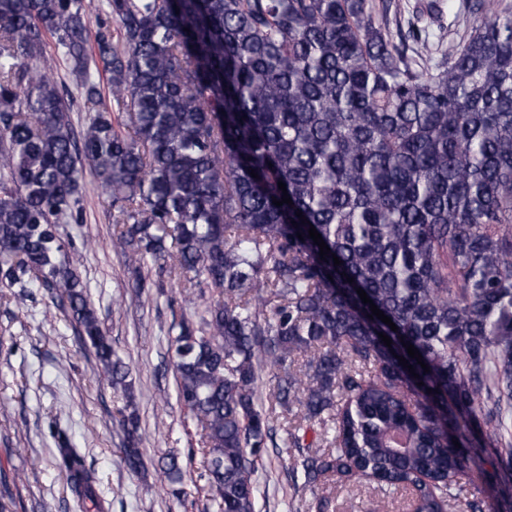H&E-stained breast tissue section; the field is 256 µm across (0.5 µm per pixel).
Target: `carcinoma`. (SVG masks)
I'll list each match as a JSON object with an SVG mask.
<instances>
[{
    "label": "carcinoma",
    "mask_w": 512,
    "mask_h": 512,
    "mask_svg": "<svg viewBox=\"0 0 512 512\" xmlns=\"http://www.w3.org/2000/svg\"><path fill=\"white\" fill-rule=\"evenodd\" d=\"M411 33L410 57L372 0H0V286L17 306L51 294L123 389L128 470L145 466L128 370L62 233L83 223L85 173L112 198V247L203 300L168 355L217 512H256L276 410L297 419L281 441L306 486L360 473L455 512L463 478L512 469V11L478 0L446 49ZM49 40L88 113L78 133ZM280 181L290 205L272 204ZM478 416L491 448L466 434ZM56 464L71 512H109L65 435ZM161 470L181 482L178 457Z\"/></svg>",
    "instance_id": "1"
}]
</instances>
